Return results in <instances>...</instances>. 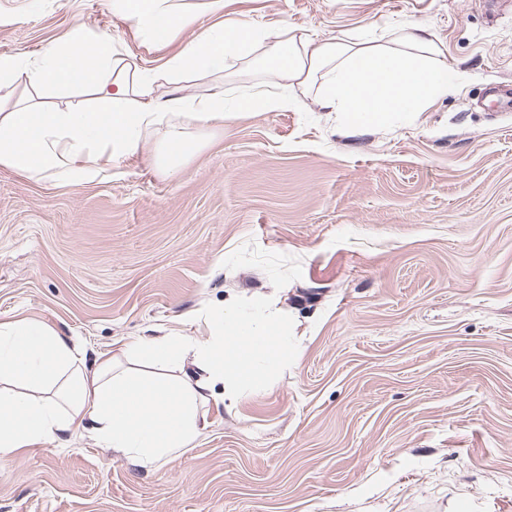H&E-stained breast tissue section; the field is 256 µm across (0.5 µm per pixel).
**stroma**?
<instances>
[{"mask_svg": "<svg viewBox=\"0 0 512 512\" xmlns=\"http://www.w3.org/2000/svg\"><path fill=\"white\" fill-rule=\"evenodd\" d=\"M233 0L228 21L373 42L426 28L457 90L410 124L344 129L312 96L243 112L165 175L93 184L0 169V322L88 357L197 339L232 293L279 289L284 374L144 467L91 430L0 457V512H512V0ZM161 64L111 0H0V55L74 21ZM263 65L189 77L226 104Z\"/></svg>", "mask_w": 512, "mask_h": 512, "instance_id": "stroma-1", "label": "stroma"}]
</instances>
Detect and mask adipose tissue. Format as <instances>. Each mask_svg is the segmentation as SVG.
<instances>
[{"label":"adipose tissue","instance_id":"obj_1","mask_svg":"<svg viewBox=\"0 0 512 512\" xmlns=\"http://www.w3.org/2000/svg\"><path fill=\"white\" fill-rule=\"evenodd\" d=\"M143 45L182 39L192 23L180 0H112ZM157 68L115 49L107 32L74 23L63 44L34 60L0 56V167L36 181L94 182L130 158L148 155L172 173L223 129V89L185 94L195 73L220 74L265 46L263 58L283 92L240 97L236 111L274 109L292 90L312 92L320 108L346 129L408 122L452 92L448 66L431 33L420 26L388 44L292 35L250 22L211 25L182 39ZM29 95H17L18 86ZM90 95L92 105L59 109L49 91ZM210 334L176 332L128 347L135 361L119 368L110 357L87 359L50 325L20 318L0 322V454L9 456L93 422L97 440L141 466L188 447L205 427L202 410L223 386L235 407L262 382L288 367L293 345L288 313L276 294L228 296L208 313Z\"/></svg>","mask_w":512,"mask_h":512}]
</instances>
